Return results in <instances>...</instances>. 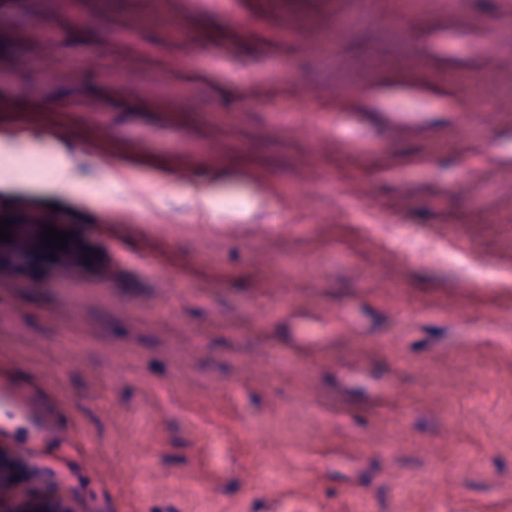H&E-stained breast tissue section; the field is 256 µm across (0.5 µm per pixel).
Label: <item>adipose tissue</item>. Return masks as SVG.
I'll list each match as a JSON object with an SVG mask.
<instances>
[{"label":"adipose tissue","instance_id":"obj_1","mask_svg":"<svg viewBox=\"0 0 512 512\" xmlns=\"http://www.w3.org/2000/svg\"><path fill=\"white\" fill-rule=\"evenodd\" d=\"M31 154L32 150L26 143H0V187L19 184L63 196H72L87 188V177L82 176L60 156L52 162L54 174L50 179H31L28 172L17 164L18 159Z\"/></svg>","mask_w":512,"mask_h":512}]
</instances>
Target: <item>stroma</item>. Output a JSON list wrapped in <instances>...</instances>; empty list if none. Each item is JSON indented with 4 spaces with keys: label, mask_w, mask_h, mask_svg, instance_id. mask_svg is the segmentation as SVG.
Segmentation results:
<instances>
[{
    "label": "stroma",
    "mask_w": 512,
    "mask_h": 512,
    "mask_svg": "<svg viewBox=\"0 0 512 512\" xmlns=\"http://www.w3.org/2000/svg\"><path fill=\"white\" fill-rule=\"evenodd\" d=\"M111 2L0 0V142L77 154L112 195L0 190L25 222L57 206L99 263L0 261V366L75 432L33 462L84 512H512V0H165L163 25ZM339 23L318 54L279 37ZM145 195V187L142 182L128 179L126 182V198L123 209L124 220L129 224L144 223L146 210L142 204Z\"/></svg>",
    "instance_id": "stroma-1"
}]
</instances>
